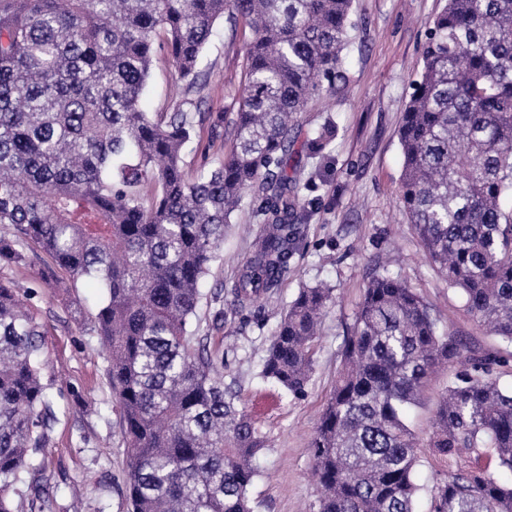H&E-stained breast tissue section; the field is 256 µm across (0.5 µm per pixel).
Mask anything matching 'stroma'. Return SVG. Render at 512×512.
<instances>
[{
    "instance_id": "35a3bbf8",
    "label": "stroma",
    "mask_w": 512,
    "mask_h": 512,
    "mask_svg": "<svg viewBox=\"0 0 512 512\" xmlns=\"http://www.w3.org/2000/svg\"><path fill=\"white\" fill-rule=\"evenodd\" d=\"M445 4L354 0L344 78L335 94L308 104L292 133L309 187L301 192L304 236L287 278L262 309L230 310L231 290L261 229L246 208L225 235L204 280L193 327L223 357L226 378L234 381L242 406L266 441L250 488L254 512H309L315 500L309 441L336 383L363 289L375 273L385 270L406 280L435 310L441 328L461 351L423 390L413 415L420 438H428L437 401L469 357L496 358L502 383L512 385V343L490 335L467 313L458 293L427 261L400 203L399 123L423 67L429 25ZM251 38L244 23L223 18L214 25L200 64L206 85L193 95L203 123L184 150L189 178L212 168L232 145L231 133L216 138L212 127L238 107ZM179 82L172 59L158 50L141 101L144 111H173ZM327 122L336 126L335 139L325 151L309 152V136ZM66 277L43 254L21 266L0 261V281L29 289L31 311L44 333L42 379L55 411L43 450L47 512H129L120 410L90 321L98 290L83 283L60 287ZM318 284L333 288L336 302L323 319L305 393L295 396L263 381L260 364L280 313L300 288ZM219 310L224 313L220 320L215 317Z\"/></svg>"
}]
</instances>
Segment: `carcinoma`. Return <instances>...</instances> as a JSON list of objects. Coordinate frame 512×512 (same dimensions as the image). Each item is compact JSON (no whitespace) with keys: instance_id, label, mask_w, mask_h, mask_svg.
<instances>
[{"instance_id":"obj_1","label":"carcinoma","mask_w":512,"mask_h":512,"mask_svg":"<svg viewBox=\"0 0 512 512\" xmlns=\"http://www.w3.org/2000/svg\"><path fill=\"white\" fill-rule=\"evenodd\" d=\"M353 0H0V258L32 244L70 287L100 290L94 328L120 409L131 512H253L264 436L224 360L192 330L201 284L235 212L263 224L232 289L261 306L288 276L308 187L288 168L296 115L336 91ZM243 19L247 77L233 145L191 180V92L215 22ZM185 82L184 107L146 112L155 42ZM399 128L400 201L429 261L466 311L512 343V0H446ZM334 125L309 140L317 152ZM333 289L303 288L277 323L260 377L304 394ZM433 310L388 272L366 284L336 385L309 447L317 512H512V387L469 358L438 401L422 445L409 412L430 375L458 357ZM42 331L20 289L0 282V512L40 499L35 455L53 414ZM453 469L425 487L422 447ZM497 460L499 474L479 465Z\"/></svg>"}]
</instances>
